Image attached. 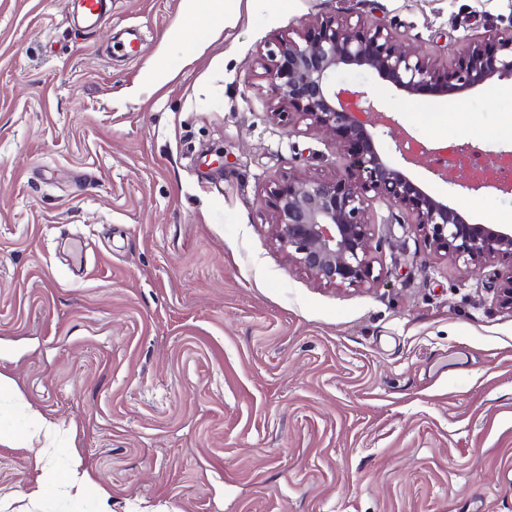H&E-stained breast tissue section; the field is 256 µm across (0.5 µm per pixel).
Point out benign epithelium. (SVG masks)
Wrapping results in <instances>:
<instances>
[{
  "label": "benign epithelium",
  "mask_w": 512,
  "mask_h": 512,
  "mask_svg": "<svg viewBox=\"0 0 512 512\" xmlns=\"http://www.w3.org/2000/svg\"><path fill=\"white\" fill-rule=\"evenodd\" d=\"M268 57L283 114L333 136L344 159L343 170L333 177H293L271 191L273 235L293 265L327 287L363 288L374 282L368 213L377 198L409 213L434 251L467 267L512 259V225L469 224L422 190L383 158L375 143L376 136L386 135L406 163L417 164L421 154L413 150L410 133L367 90L336 86V72L347 66L373 70L409 96H452L512 79V29L489 42H469L448 66L404 48L382 22L336 15L315 20L297 40L278 41ZM433 172L456 182L443 169ZM458 186L501 189L474 178Z\"/></svg>",
  "instance_id": "7a95c632"
}]
</instances>
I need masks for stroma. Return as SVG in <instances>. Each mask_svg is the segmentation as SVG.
<instances>
[{"label":"stroma","instance_id":"35a3bbf8","mask_svg":"<svg viewBox=\"0 0 512 512\" xmlns=\"http://www.w3.org/2000/svg\"><path fill=\"white\" fill-rule=\"evenodd\" d=\"M182 6L112 0L87 28L74 0H0V512H99L95 492L42 483L74 450L111 512H512V313L495 292L512 260L466 271L377 199L375 283L293 266L270 191L342 159L278 116L266 73L276 41L340 12L445 65L512 28V0H241L214 33ZM336 82L427 147L407 165L381 141L415 183L512 225V193L432 171L437 148L512 152V93Z\"/></svg>","mask_w":512,"mask_h":512}]
</instances>
